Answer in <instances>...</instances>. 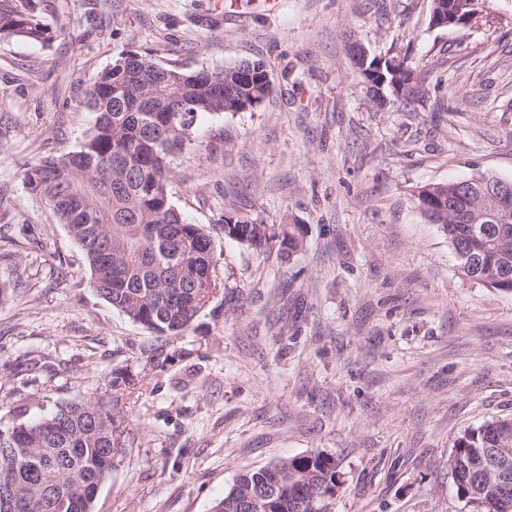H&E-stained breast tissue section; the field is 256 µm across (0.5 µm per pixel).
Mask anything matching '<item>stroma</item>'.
<instances>
[{
	"label": "stroma",
	"instance_id": "1",
	"mask_svg": "<svg viewBox=\"0 0 512 512\" xmlns=\"http://www.w3.org/2000/svg\"><path fill=\"white\" fill-rule=\"evenodd\" d=\"M55 30L0 42V428L150 367L128 404L129 452L99 512H212L242 471L336 458L330 512H465L448 457L512 415V292L459 274L420 186L512 180V0L434 29L430 0H34ZM443 76L412 110L376 111L346 34ZM124 50L190 69L264 60L258 107L204 116L174 161L173 201L213 237L224 293L187 335L157 336L89 287L66 226L25 189L26 164L74 149L76 89ZM300 224V250L225 239L221 215Z\"/></svg>",
	"mask_w": 512,
	"mask_h": 512
}]
</instances>
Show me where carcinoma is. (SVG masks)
Returning a JSON list of instances; mask_svg holds the SVG:
<instances>
[{
	"instance_id": "obj_1",
	"label": "carcinoma",
	"mask_w": 512,
	"mask_h": 512,
	"mask_svg": "<svg viewBox=\"0 0 512 512\" xmlns=\"http://www.w3.org/2000/svg\"><path fill=\"white\" fill-rule=\"evenodd\" d=\"M53 37L31 0H0V41ZM359 82L379 110L425 98L422 69L409 57H356ZM273 88L266 65L241 61L188 70L150 52L126 50L80 92L92 116L75 150H51L27 165L22 181L82 250L90 287L113 308L159 336H183L217 295L224 278L211 236L174 204L172 159L196 141L203 114L257 107ZM493 175L433 183L418 190L420 213L447 236L458 271L512 292V209L499 211L482 187ZM224 237L256 251L303 243L301 224L275 226L234 213ZM146 375L114 371L102 395L64 399L50 413L0 431V488L15 508L0 512H95L99 487L127 453L122 398L142 395ZM336 460L314 452L238 475L213 512H329L340 486ZM448 475L469 512H512V416L494 417L459 436Z\"/></svg>"
}]
</instances>
